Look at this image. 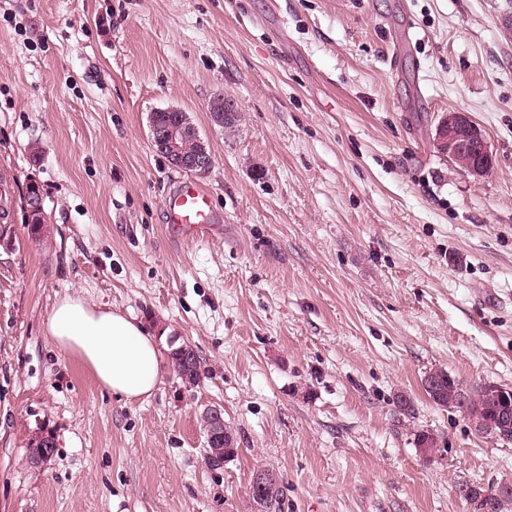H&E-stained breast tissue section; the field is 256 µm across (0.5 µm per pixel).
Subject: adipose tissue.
I'll use <instances>...</instances> for the list:
<instances>
[{"instance_id": "1", "label": "adipose tissue", "mask_w": 512, "mask_h": 512, "mask_svg": "<svg viewBox=\"0 0 512 512\" xmlns=\"http://www.w3.org/2000/svg\"><path fill=\"white\" fill-rule=\"evenodd\" d=\"M46 332L60 354L78 358L101 388L126 401L150 397L159 384L162 350L132 317L67 295L54 303Z\"/></svg>"}]
</instances>
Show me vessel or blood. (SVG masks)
<instances>
[{
    "instance_id": "obj_1",
    "label": "vessel or blood",
    "mask_w": 512,
    "mask_h": 512,
    "mask_svg": "<svg viewBox=\"0 0 512 512\" xmlns=\"http://www.w3.org/2000/svg\"><path fill=\"white\" fill-rule=\"evenodd\" d=\"M168 224L190 240L209 237L219 216L211 194L192 181L181 182L163 200Z\"/></svg>"
}]
</instances>
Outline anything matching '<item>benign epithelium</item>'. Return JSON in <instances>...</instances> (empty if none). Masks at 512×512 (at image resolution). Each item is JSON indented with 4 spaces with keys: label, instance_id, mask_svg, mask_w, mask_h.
<instances>
[{
    "label": "benign epithelium",
    "instance_id": "benign-epithelium-1",
    "mask_svg": "<svg viewBox=\"0 0 512 512\" xmlns=\"http://www.w3.org/2000/svg\"><path fill=\"white\" fill-rule=\"evenodd\" d=\"M150 138L153 147L165 153L175 167L193 169L201 173L212 165V156L207 145L184 112L180 113L176 122L172 124H150ZM187 141L195 144V149L191 153L182 149V144ZM435 141L437 149L449 159L461 163L467 174L476 179L486 175L492 155L485 134L469 113L453 110L444 114L438 122ZM204 417V429L208 440L216 441L223 438V410L218 407L208 408L204 411ZM271 481V473L261 470L256 472L251 481L250 492L258 498L265 496Z\"/></svg>",
    "mask_w": 512,
    "mask_h": 512
}]
</instances>
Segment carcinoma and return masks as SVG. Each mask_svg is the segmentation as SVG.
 Here are the masks:
<instances>
[{
  "instance_id": "obj_1",
  "label": "carcinoma",
  "mask_w": 512,
  "mask_h": 512,
  "mask_svg": "<svg viewBox=\"0 0 512 512\" xmlns=\"http://www.w3.org/2000/svg\"><path fill=\"white\" fill-rule=\"evenodd\" d=\"M187 348V344L173 348L169 357L178 377L187 383H195L200 379L199 360L195 359L190 364H185L182 353ZM431 379L438 381V385L432 389L426 387L424 391L434 404L448 409L463 410L478 433L501 443L512 444V421L505 426L502 425L499 405L496 403V385L483 384L467 393L456 378L444 368L430 370L423 382ZM394 405L397 423L402 424L412 418L413 407L406 396H397ZM413 443L415 447L421 449L426 458L441 452L442 440L429 430L413 431ZM468 489L469 495L465 497V501L473 505L474 512H512V494H503L496 489L478 484H470ZM282 501L283 490L278 485L266 494L263 501L257 500L255 504L260 507V512H277L281 509Z\"/></svg>"
}]
</instances>
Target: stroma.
Segmentation results:
<instances>
[{"instance_id":"stroma-1","label":"stroma","mask_w":512,"mask_h":512,"mask_svg":"<svg viewBox=\"0 0 512 512\" xmlns=\"http://www.w3.org/2000/svg\"><path fill=\"white\" fill-rule=\"evenodd\" d=\"M512 0H0V512H473L512 485V444L430 401L512 388ZM233 127L214 125L215 98ZM188 113L222 214L184 240L163 199L187 174L148 118ZM468 112L493 167L435 144ZM45 223L32 234L26 192ZM191 345L149 398L101 390L46 334L66 295ZM446 453L424 458L396 395ZM239 451L204 461V408ZM56 443L31 463L36 433ZM189 345L182 344L176 348L171 349L169 357L174 371L181 380L187 383H196L200 379V365L197 357L191 361L189 367L183 362L182 353L185 349H188ZM271 481V473L261 470L255 473L251 481L250 494L253 502L260 507L261 512L279 511L281 509L283 490L278 481L276 487L266 494V498L262 502L252 495V493L255 494L257 498L265 497V492L269 488ZM469 489V495L463 498L473 505L475 512H511L512 494L499 493L498 489L478 484L463 485Z\"/></svg>"}]
</instances>
